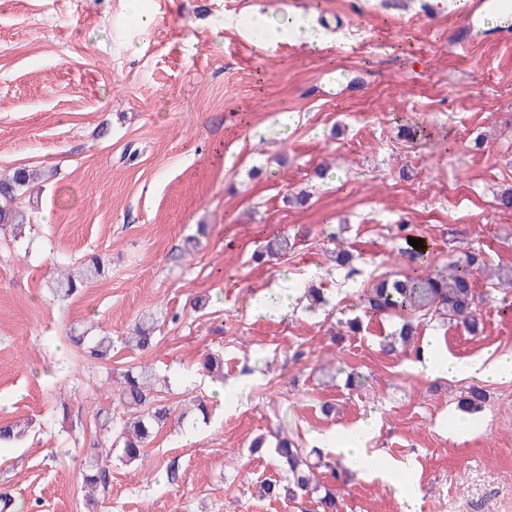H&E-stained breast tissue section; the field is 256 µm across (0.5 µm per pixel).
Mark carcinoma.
I'll use <instances>...</instances> for the list:
<instances>
[{
	"label": "carcinoma",
	"instance_id": "obj_1",
	"mask_svg": "<svg viewBox=\"0 0 512 512\" xmlns=\"http://www.w3.org/2000/svg\"><path fill=\"white\" fill-rule=\"evenodd\" d=\"M37 179L36 174L19 169L11 175L0 177V224H24L29 218L15 209L13 204L17 196ZM484 267L483 254L473 251L462 261L448 265V277L407 276L403 279H384L362 290L359 295L361 307L369 317H387L403 314L402 324L386 342L387 354L399 352L415 332L414 321L425 319L436 313L448 316L475 334L481 325V300L476 296L473 280ZM135 336L131 341L142 351L152 347L154 341L153 322L147 320L134 327ZM70 340L78 347H87L88 353L95 359H106L112 350V337L70 335ZM203 368L207 373L220 379L224 378V360L215 354L204 357ZM119 396L129 409L138 410V414L117 422L119 438L123 441L121 461L131 463L139 459L147 443L165 425L170 409L158 403L154 396V381L151 370L128 369L121 374ZM487 399L486 391L478 385H472L459 396L458 405L466 410H477ZM284 480H271L261 485L268 497L282 495L294 499L302 495L318 492L313 483L314 468L318 463L311 461V455L319 453L299 446L293 440L280 438L275 445ZM86 481L98 487L106 484L107 471L100 464L99 456L90 459ZM318 512H337L336 490L323 487L316 498Z\"/></svg>",
	"mask_w": 512,
	"mask_h": 512
}]
</instances>
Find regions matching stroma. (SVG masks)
<instances>
[{
    "instance_id": "stroma-1",
    "label": "stroma",
    "mask_w": 512,
    "mask_h": 512,
    "mask_svg": "<svg viewBox=\"0 0 512 512\" xmlns=\"http://www.w3.org/2000/svg\"><path fill=\"white\" fill-rule=\"evenodd\" d=\"M0 0V173L41 170L17 199L29 224L0 228V423L28 422L0 447V498L12 512H317L314 500L261 495L281 479L272 447H319L330 482L345 439L365 442L374 475L337 486L339 512H512V379L484 382L417 365L436 337L464 361L512 354V310L491 276L512 269V37L467 44L464 10L446 0ZM301 13L324 48L259 41L255 14ZM295 114L291 126L282 113ZM329 166L327 177L315 174ZM308 191L304 204L288 197ZM287 239L288 253H253ZM427 244L424 263L405 255ZM357 255L354 269L334 252ZM481 249L482 330L420 321L386 355L399 318L361 317L379 279L437 276ZM98 257L100 276L69 299L53 279ZM326 305L309 310L308 284ZM288 315L258 314L270 288ZM153 318L152 348L124 343ZM109 335L108 359L84 356L71 330ZM211 352L224 378L201 368ZM153 367L176 408L141 460L111 446L118 372ZM205 400L208 422L185 420ZM332 413H324L325 405ZM265 437L263 456L248 449ZM100 449L108 481L88 494L83 464ZM399 468V485L378 471Z\"/></svg>"
}]
</instances>
